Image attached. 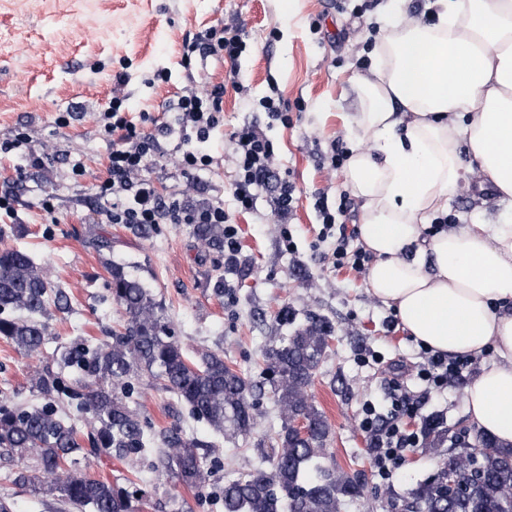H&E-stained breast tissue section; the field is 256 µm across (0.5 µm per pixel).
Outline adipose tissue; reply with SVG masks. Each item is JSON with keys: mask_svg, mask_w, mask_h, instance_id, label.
<instances>
[{"mask_svg": "<svg viewBox=\"0 0 512 512\" xmlns=\"http://www.w3.org/2000/svg\"><path fill=\"white\" fill-rule=\"evenodd\" d=\"M430 22L379 18L364 109L345 171L362 200L359 242L375 262L369 291L432 351H495L465 390L470 421L512 444V224L423 236L448 209L468 153L512 202V0H430Z\"/></svg>", "mask_w": 512, "mask_h": 512, "instance_id": "obj_1", "label": "adipose tissue"}]
</instances>
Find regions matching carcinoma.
Wrapping results in <instances>:
<instances>
[{
    "label": "carcinoma",
    "mask_w": 512,
    "mask_h": 512,
    "mask_svg": "<svg viewBox=\"0 0 512 512\" xmlns=\"http://www.w3.org/2000/svg\"><path fill=\"white\" fill-rule=\"evenodd\" d=\"M195 232L224 247L221 225L197 224ZM103 264L110 293L124 311L123 330L110 331L95 344L80 339L49 351L52 337L43 318L50 307L62 308V292L29 253L0 248V337L40 362L33 379L38 402L18 404L7 394L0 396V451L17 461L10 474L14 483L36 482L60 493L78 512L87 507L91 512H134L132 502L147 491L84 475L77 468V453L87 447L97 457L121 459L158 442L157 471L196 492L209 487L210 468L197 452L199 440L176 430L157 437L149 432L125 402L133 377L147 373L217 435L250 432L261 387L240 377L219 352L190 357L144 283L122 264L109 258ZM327 337L328 327L311 319L267 350L266 380L277 397L282 430L270 471L224 484V512H341L345 499L359 496L352 477L319 463L330 427L308 388ZM73 411L91 415L94 430L81 435ZM299 419L306 422L304 435L293 427ZM424 430L429 449L443 446L439 421L427 420ZM450 469L466 473V491L426 480L409 492L418 512H512V445L477 432L473 444L448 448L442 470Z\"/></svg>",
    "instance_id": "1"
}]
</instances>
